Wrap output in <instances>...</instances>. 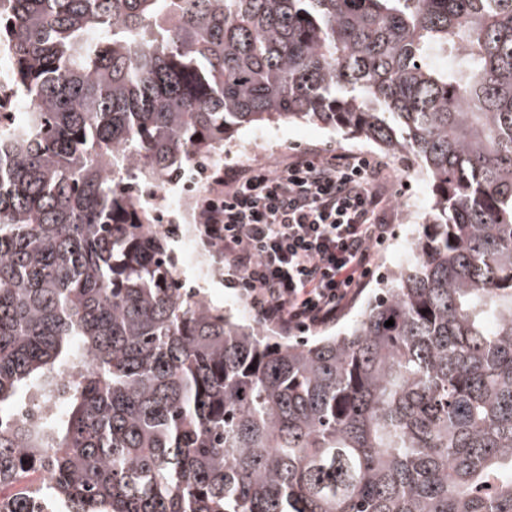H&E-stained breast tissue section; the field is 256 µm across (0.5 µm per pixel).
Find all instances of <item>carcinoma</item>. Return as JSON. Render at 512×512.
Instances as JSON below:
<instances>
[{"instance_id": "carcinoma-1", "label": "carcinoma", "mask_w": 512, "mask_h": 512, "mask_svg": "<svg viewBox=\"0 0 512 512\" xmlns=\"http://www.w3.org/2000/svg\"><path fill=\"white\" fill-rule=\"evenodd\" d=\"M1 39L0 512H512V0H0ZM279 121L432 184L311 341L187 288L146 198Z\"/></svg>"}]
</instances>
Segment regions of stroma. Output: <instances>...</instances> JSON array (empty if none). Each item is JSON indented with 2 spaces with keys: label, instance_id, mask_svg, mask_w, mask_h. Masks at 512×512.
<instances>
[{
  "label": "stroma",
  "instance_id": "stroma-1",
  "mask_svg": "<svg viewBox=\"0 0 512 512\" xmlns=\"http://www.w3.org/2000/svg\"><path fill=\"white\" fill-rule=\"evenodd\" d=\"M266 134L276 144L267 156L268 161L278 163L308 152L368 155L383 162L392 178L391 195L396 208L413 204L415 215L410 221L394 219V237L380 249L376 257V278H384L399 267L407 266L412 259V243L423 232V222L431 202L430 188L424 173L414 158L395 157L372 142L354 137L341 130L323 127L312 122L281 123L258 128L246 126L238 133L239 143H246L258 134ZM186 286L203 287L208 301L238 313L248 321H256L257 315L236 289L225 281L201 282L190 266H183Z\"/></svg>",
  "mask_w": 512,
  "mask_h": 512
}]
</instances>
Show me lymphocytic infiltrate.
<instances>
[{
  "instance_id": "obj_1",
  "label": "lymphocytic infiltrate",
  "mask_w": 512,
  "mask_h": 512,
  "mask_svg": "<svg viewBox=\"0 0 512 512\" xmlns=\"http://www.w3.org/2000/svg\"><path fill=\"white\" fill-rule=\"evenodd\" d=\"M199 218L228 284L287 333L334 322L393 233L384 168L360 155L227 168Z\"/></svg>"
}]
</instances>
